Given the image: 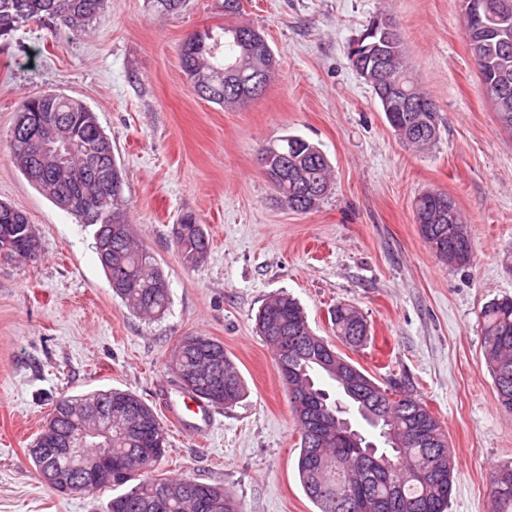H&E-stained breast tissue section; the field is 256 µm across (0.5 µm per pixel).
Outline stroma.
<instances>
[{
    "mask_svg": "<svg viewBox=\"0 0 512 512\" xmlns=\"http://www.w3.org/2000/svg\"><path fill=\"white\" fill-rule=\"evenodd\" d=\"M386 8L441 116L423 152L401 142L348 60ZM236 20L264 33L278 72L233 110L200 98L178 56L190 33L224 24V0H188L177 15L153 0H105L86 31L29 25L0 37V202L27 215L41 244L36 262H0V512H107L112 490L56 493L29 450L52 399L110 388L138 394L167 432L154 477L220 484L244 512H317L297 473L288 395L255 327L264 299L281 291L316 335L380 385L405 381L438 417L455 454L449 512H490V475L512 461V413L482 355L480 312L512 295V132L482 93L460 0H241ZM49 91L82 100L112 140L128 219L168 278L161 318L122 306L93 227L7 157L22 102ZM286 134L316 144L333 167L329 195L304 213L280 202L257 164L260 146ZM431 189L471 226L467 265L439 261L420 233L414 201ZM187 212L210 237L194 266L173 234ZM340 302L368 322L362 347L336 340L329 312ZM196 332L223 342L246 385L203 437L166 414L180 395L167 360Z\"/></svg>",
    "mask_w": 512,
    "mask_h": 512,
    "instance_id": "35a3bbf8",
    "label": "stroma"
}]
</instances>
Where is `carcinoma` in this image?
<instances>
[{
  "instance_id": "1",
  "label": "carcinoma",
  "mask_w": 512,
  "mask_h": 512,
  "mask_svg": "<svg viewBox=\"0 0 512 512\" xmlns=\"http://www.w3.org/2000/svg\"><path fill=\"white\" fill-rule=\"evenodd\" d=\"M477 18L464 28L469 52L481 60L480 81L498 86L502 101L494 102L501 127L512 130V0H473ZM103 0H0V36L9 35L31 20L48 21L84 30L97 18ZM254 31L249 25L228 23L205 30L179 55L185 74L205 78L225 69L239 57L255 51L252 44L235 40V33ZM348 59L371 87L378 83L400 86L411 108L385 113L402 142L426 149L437 140L439 113L433 98L412 75L404 43L396 33L384 42L364 28L349 47ZM245 80L223 82L222 94L211 102L233 109L250 100ZM20 112L44 118L62 115L79 136L75 153L63 167L26 146L22 129L15 126L8 140V158L43 195L54 203L70 196L68 212L83 224L97 226L96 252L111 284L128 311L148 319L168 309L169 287L163 269L134 237L128 224L123 172L112 152V141L96 114L81 100L60 92L26 99ZM274 152L265 174L280 200L295 212H306L328 193L331 166L322 150L294 135L271 144ZM416 223L436 257L452 251L459 265L471 260L473 240L469 226L448 193L430 190L414 203ZM175 243L183 260L196 265L210 249V239L191 213L176 225ZM39 239L27 216L0 203V260L25 263ZM482 352L490 369L499 405L512 412V297H496L481 309ZM332 329L351 346L369 335L368 323L353 306L338 303L331 310ZM256 328L274 354L283 373L281 351L294 371L292 381L281 378L300 426L297 468L303 489L318 512H359L353 507L354 490L366 497L365 512H447L455 482V456L437 417L427 405L403 390L399 381L380 386L372 376L345 359L335 347L311 330L300 303L286 293L269 296L258 310ZM168 369L190 376L189 392L215 407L231 408L246 394L240 371L224 344L203 334L181 337L168 360ZM314 404L324 413L351 418L358 415L379 441L360 434L362 445L372 444L389 472L363 468L357 449L338 444L333 429L310 434L302 407ZM50 427L66 434L69 450L59 453L30 451L45 483L60 492L50 473L81 468L84 460L112 456V477L75 493H93L105 487H128L113 497L107 512H242L224 488L182 477L147 476L164 456L166 431L153 409L136 394L108 389L91 395L63 396L53 403ZM490 483L491 512H512V463L498 466Z\"/></svg>"
}]
</instances>
